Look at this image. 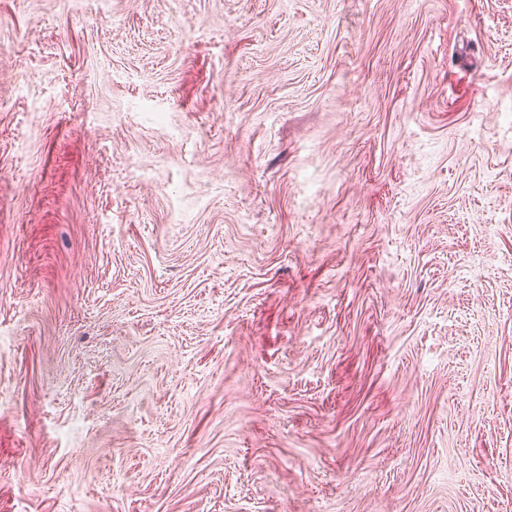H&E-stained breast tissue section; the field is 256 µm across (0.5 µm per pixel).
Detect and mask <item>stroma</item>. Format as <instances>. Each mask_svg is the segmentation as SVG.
I'll return each instance as SVG.
<instances>
[{"label": "stroma", "instance_id": "stroma-1", "mask_svg": "<svg viewBox=\"0 0 512 512\" xmlns=\"http://www.w3.org/2000/svg\"><path fill=\"white\" fill-rule=\"evenodd\" d=\"M0 512H512V0H0Z\"/></svg>", "mask_w": 512, "mask_h": 512}]
</instances>
